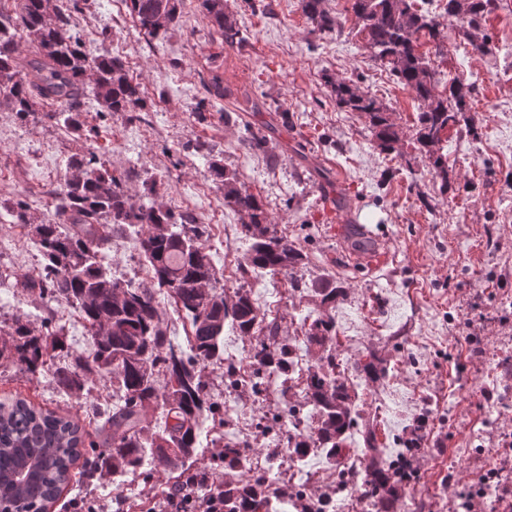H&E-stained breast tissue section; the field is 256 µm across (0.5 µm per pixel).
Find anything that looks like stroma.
Masks as SVG:
<instances>
[{
  "label": "stroma",
  "instance_id": "1",
  "mask_svg": "<svg viewBox=\"0 0 512 512\" xmlns=\"http://www.w3.org/2000/svg\"><path fill=\"white\" fill-rule=\"evenodd\" d=\"M326 8L339 28L312 24L299 0H224L239 29L227 46L198 0H185L179 26L157 39L113 22L111 0H82L71 18L74 33L92 56L111 51L113 40L132 39L126 65L147 110L139 121L125 112L102 117L95 103L74 129L59 121L58 104H42L25 124L0 104V217L23 200L35 218L51 220L71 156L93 150L114 174H125L131 202L146 180L160 179L161 202L204 225L203 243L220 265L218 232L242 221L208 172L210 160L222 161L302 249L304 280L344 288L332 311L341 359L352 363L372 349L402 379L385 412L377 410L379 383H368L357 400L386 456L399 452L394 435L421 432L417 478L399 512L416 505L464 512L437 487L479 484L512 436V0H499L486 19L489 54L469 53L456 31L443 55L432 42L419 47L441 83L474 88L472 130L450 131L444 145V192L415 142L418 101L365 49L346 0H326ZM334 80L356 83L387 110L399 131L394 150L380 146L363 115L337 106ZM218 85L227 96L215 95ZM254 135L264 139L263 149L244 146ZM340 224L362 226L376 246L387 247L389 261L377 269L354 263L348 237L336 233ZM40 260L31 232L0 220V324L21 320L37 329L47 320L74 349H89L64 301L12 290ZM243 285L257 301L272 303L267 318L284 335L313 308L309 297L268 276L236 279L224 291L230 296ZM11 398L79 419L85 441L99 442L94 413L111 403L112 387L98 385L77 399L48 376L0 367V401ZM151 470L147 464L115 482L78 460L52 512H67L76 496L96 500L105 512L141 502Z\"/></svg>",
  "mask_w": 512,
  "mask_h": 512
}]
</instances>
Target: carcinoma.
<instances>
[{
	"label": "carcinoma",
	"mask_w": 512,
	"mask_h": 512,
	"mask_svg": "<svg viewBox=\"0 0 512 512\" xmlns=\"http://www.w3.org/2000/svg\"><path fill=\"white\" fill-rule=\"evenodd\" d=\"M14 10L0 7V102L7 103L24 121L35 106L48 100L63 106L64 122L80 127L74 114L84 111L86 101L95 100L106 112H130L140 118L146 111L139 83L126 72L123 61L103 54L91 56L71 33L70 15L50 10L49 0H13ZM139 27L153 38L179 25L183 0H128ZM217 30L230 42L238 34L235 22L224 13V0H201ZM496 0H446L441 15L424 12L413 0H352L351 15L357 32L364 36L373 58L394 79L414 92L420 102L416 143L425 153L432 178L448 191V157L442 154L445 135L468 123L466 116L472 90L453 82L436 92L437 70L419 52L424 35L433 42L448 38L451 25H466L470 45L483 55L490 50L482 33L485 17ZM303 14L326 30L337 20L325 8V0H300ZM34 47L32 58L18 55L19 41ZM336 104L363 115L380 145L390 150L399 140L388 113L367 92L348 81L332 83ZM96 156L76 155L63 188L54 196V219L34 223L30 207L17 204L12 223L37 230L34 243L41 254V272L25 275L13 284L41 299H60L79 310L94 349L73 355L64 366H47L46 359L68 349L62 332L37 333L28 324L15 321L0 330V361L32 375L44 370L66 394L81 398L104 378L120 393L119 404L98 412L103 419V450L95 464L116 478L141 468L146 460L166 469H182L198 501L206 505L207 488L214 473L193 469L201 424L214 409L205 370L234 369L235 358L224 345V330L251 336L263 321L251 291L239 288L229 297L219 285L220 277L212 254L201 244L203 228L189 216L176 217L158 202V182L145 188L139 202L132 203L121 177L105 164L95 166ZM210 176L224 192V203L248 218L242 234L251 245L240 263L244 275L280 276L295 293L313 292L315 313L307 314L304 344L312 367L300 391L315 417L311 430L288 437L292 460L305 464L308 449L320 448L329 464H340L348 446L349 431L358 425L356 392L336 371L335 322L330 311L344 289L330 282L310 286L297 275L305 255L288 235L269 223L263 199L249 191L237 174L220 161L210 165ZM132 227L140 239L141 256L151 273L148 287H135L112 278L103 252L112 232ZM173 300L179 316L191 327L186 344L176 343L164 328L163 311L157 294ZM272 321L268 335L251 347L253 358L283 389L290 382V346ZM364 381L386 377L387 368L369 350L354 364ZM163 377L164 386L156 387ZM159 409L164 424L157 430L147 417ZM365 453L361 477L363 490L375 496V512H395L404 482L413 471V459L392 461L377 445L375 430L365 425L360 432ZM213 465L224 470L219 491L224 512H272L282 504L288 490L264 474L242 483L238 471L243 460L233 439L225 435L211 442ZM84 447L79 424L55 412L38 409L21 398L0 402V478L14 475L33 458L39 475L27 483L21 512H38L44 498H54L70 481V471ZM330 499L308 493L302 501L288 499L296 512H329Z\"/></svg>",
	"instance_id": "1"
}]
</instances>
